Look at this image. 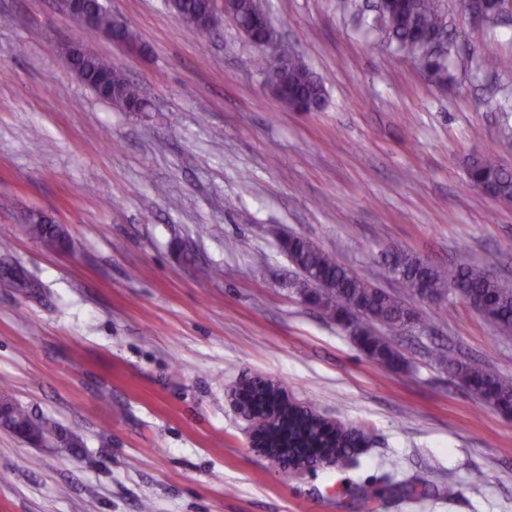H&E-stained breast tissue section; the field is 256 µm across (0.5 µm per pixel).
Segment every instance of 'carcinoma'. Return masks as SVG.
I'll use <instances>...</instances> for the list:
<instances>
[{
	"mask_svg": "<svg viewBox=\"0 0 512 512\" xmlns=\"http://www.w3.org/2000/svg\"><path fill=\"white\" fill-rule=\"evenodd\" d=\"M178 12L202 15L209 8L207 0H175ZM388 32V45L395 50L414 57L426 78L443 85L450 80L448 61H439L428 55L418 35L436 31L443 27L440 0H399L396 9L386 11L382 19ZM283 69L267 58L257 59L264 84L269 89H279L288 82L295 95L309 100L319 108L325 100L322 82L302 63L286 44L281 45ZM77 65L83 74V83L101 95V82L111 83L112 92L102 99L126 112H138L143 106V97L138 88L129 82L108 60L95 54L83 55ZM470 181L490 190L503 202H512V173L497 162L486 158L473 160L468 169ZM24 231L49 249H63L71 240L58 224H52L40 213L29 212L22 219ZM283 250L300 270L302 280L297 288L308 303L318 306L336 322H342L353 307L364 311L363 319L354 323L353 338L362 351L371 359L391 368L400 366L401 359L381 337L374 335L370 323L398 326L411 317H419L404 301L383 289L360 278L343 267L328 253L310 240L290 236L282 242ZM388 273L399 271L401 281L411 294L423 287L436 296V301H445L451 296L450 285L456 284L464 290L466 297L491 321L503 336L512 337V287L486 275L467 262H461L452 270L427 264L416 256L402 252L386 264ZM438 362L448 374L461 383L475 388V395L495 402L507 404L512 401V376L502 374L480 364L464 362L447 357L443 351H435ZM0 406L7 408L0 419V427L12 434L28 439L36 437L45 442L55 436L57 442L68 448H77L81 440L74 434L64 435L48 421L34 417L28 410L0 395ZM286 430L291 440L306 448H315L329 443L330 433L315 419L289 416Z\"/></svg>",
	"mask_w": 512,
	"mask_h": 512,
	"instance_id": "1",
	"label": "carcinoma"
}]
</instances>
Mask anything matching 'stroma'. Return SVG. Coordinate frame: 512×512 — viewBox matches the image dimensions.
Masks as SVG:
<instances>
[{
    "label": "stroma",
    "mask_w": 512,
    "mask_h": 512,
    "mask_svg": "<svg viewBox=\"0 0 512 512\" xmlns=\"http://www.w3.org/2000/svg\"><path fill=\"white\" fill-rule=\"evenodd\" d=\"M355 2L261 0L326 90L320 111L291 112L231 18L202 35L163 0H102L136 33L135 54L86 38L52 0H0V262L37 283L0 281V393L82 441L38 446L0 428V512H512V417L432 355L512 375V338L385 271L399 249L512 284V204L466 172L480 157L512 170V14L485 22L443 0L441 89L387 47L375 0ZM81 39L150 111L83 85L60 52ZM30 210L72 247L26 236ZM281 232L406 297L423 331L376 329L401 367L301 299ZM254 377L363 446L284 472L251 448L234 403Z\"/></svg>",
    "instance_id": "35a3bbf8"
}]
</instances>
